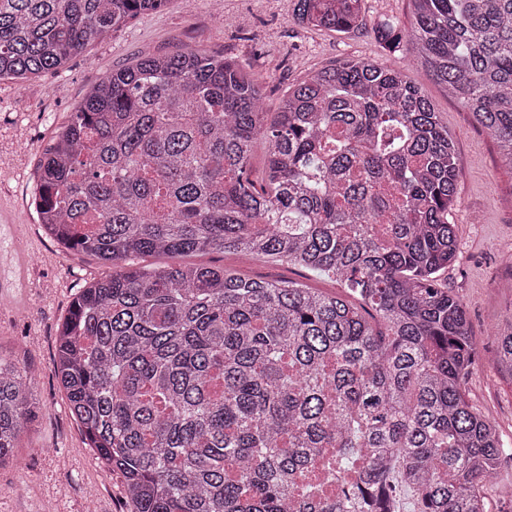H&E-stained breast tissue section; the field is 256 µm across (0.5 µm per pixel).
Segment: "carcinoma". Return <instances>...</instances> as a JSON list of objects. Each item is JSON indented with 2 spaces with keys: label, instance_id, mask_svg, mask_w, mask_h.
I'll return each instance as SVG.
<instances>
[{
  "label": "carcinoma",
  "instance_id": "carcinoma-1",
  "mask_svg": "<svg viewBox=\"0 0 512 512\" xmlns=\"http://www.w3.org/2000/svg\"><path fill=\"white\" fill-rule=\"evenodd\" d=\"M168 0H0V78L58 71ZM338 34L362 0H293ZM409 53L512 162V0H411ZM259 77L206 50L141 57L55 131L34 197L59 243L104 265L58 336L57 372L135 512H486L508 446L467 400L475 343L439 283L459 252L455 145L430 100L372 58L310 73L274 119ZM266 144L265 183L251 179ZM217 251L321 272L328 294L222 266H137ZM360 300L355 304L351 297ZM495 363L512 379V324ZM0 356V465L37 414ZM365 463H360V460ZM362 464L334 497L295 478Z\"/></svg>",
  "mask_w": 512,
  "mask_h": 512
}]
</instances>
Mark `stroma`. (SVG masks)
<instances>
[{
    "mask_svg": "<svg viewBox=\"0 0 512 512\" xmlns=\"http://www.w3.org/2000/svg\"><path fill=\"white\" fill-rule=\"evenodd\" d=\"M292 0H168L157 12L137 15L75 57L67 68L29 78L0 80V264L26 258L24 282L0 286V355L35 374L32 394L42 408L27 425L15 463L0 467V512H134L119 472L89 448L68 409L56 374L59 328L80 290L109 274L93 257L68 249L39 224L34 190L38 166L54 129L113 70L145 54L204 49L249 63L263 80V109L275 112L288 86L308 72L357 57L378 59L403 72L432 101L455 141L457 202L451 221L460 252L440 282L464 303L475 340L465 378L467 399L512 442V381L495 363L496 332L512 323V166L472 115L431 81L411 55L384 50L377 23H413L410 0H364L361 21L337 35L296 25ZM194 263L231 266L254 279H290L324 292L332 279L285 263L250 256L195 255Z\"/></svg>",
    "mask_w": 512,
    "mask_h": 512,
    "instance_id": "stroma-1",
    "label": "stroma"
}]
</instances>
